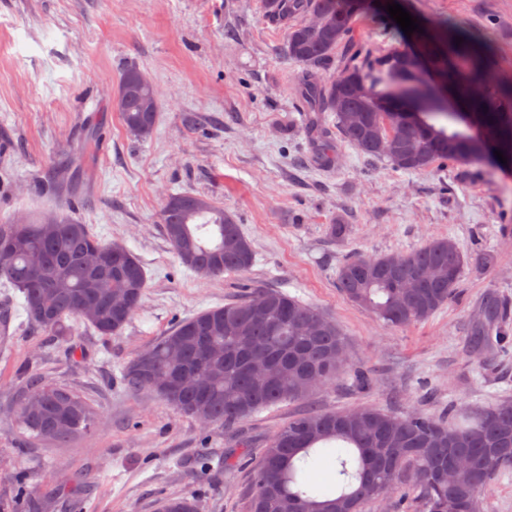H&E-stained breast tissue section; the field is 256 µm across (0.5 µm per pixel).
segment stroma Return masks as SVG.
<instances>
[{
  "instance_id": "obj_1",
  "label": "stroma",
  "mask_w": 512,
  "mask_h": 512,
  "mask_svg": "<svg viewBox=\"0 0 512 512\" xmlns=\"http://www.w3.org/2000/svg\"><path fill=\"white\" fill-rule=\"evenodd\" d=\"M393 1L423 28L458 26L487 42L495 78L512 80V0H379L356 23L351 49L413 46L386 10ZM286 40L259 0H0V224L68 216L129 249L148 284L121 335L104 341L78 330V361L56 337L22 330V307L0 323V491L25 469L24 512H71L57 495L64 484L81 512H157L161 498L198 484V512H248L262 449L305 410L370 405L439 416L451 404L512 394V358L487 370L464 352L482 303L512 307V169L438 162L405 172L335 132L336 155L321 162L315 129L334 131L336 119L306 108L303 68L286 56ZM130 67L158 89V119L144 139L127 134L113 108ZM185 192L213 199L240 224L254 251L248 272L205 278L181 265L160 215L169 195ZM438 237L456 242L464 266L448 304L426 320L386 328L341 294L344 259ZM255 288L299 298L336 323L347 366L335 382L207 432L153 392L123 390L121 369L136 352ZM21 366L81 392L97 411L93 433L63 447L27 440ZM357 370L369 386L356 383ZM242 452L245 464L220 467Z\"/></svg>"
}]
</instances>
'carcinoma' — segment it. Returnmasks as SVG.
I'll return each mask as SVG.
<instances>
[{"mask_svg": "<svg viewBox=\"0 0 512 512\" xmlns=\"http://www.w3.org/2000/svg\"><path fill=\"white\" fill-rule=\"evenodd\" d=\"M266 17L288 30L285 53L310 72L335 59L371 0H261ZM463 42L456 44V39ZM438 83L461 104L464 114L444 106L437 88L419 86L414 63L404 51L364 58L352 54L339 73L323 83L306 79L309 107L336 115V129L361 154L386 159L403 171H421L438 161L478 162L499 150L512 167V83L493 79L496 61L487 46L459 29H442L423 47ZM158 100L156 87L139 70L126 69L115 111L123 127L149 135L157 112L144 101ZM364 116L361 126L347 120ZM443 117L463 126L434 123ZM389 125L393 148L378 149L373 129ZM61 233L41 232L42 221L1 224L0 240L14 242L0 255V281L21 293L33 327L62 339L83 323L103 340L118 336L147 293L140 261L121 244L105 245L85 224L55 216ZM161 224L176 257L206 277L245 272L253 264L251 243L224 208L204 195L174 194L161 211ZM104 261L85 263L90 250ZM43 277L29 275L32 262ZM463 257L448 237L406 253L357 256L338 266L337 288L352 303L390 328L411 326L448 304ZM438 271L409 292L403 279L424 269ZM512 335L507 314L489 301L474 325L468 353H500ZM344 347L335 322L318 309L275 289L203 310L178 322L153 343L148 359L133 357L122 369L131 393L150 390L175 411L206 418L209 426L233 427L252 414L286 401H303L334 381L345 364L333 356ZM44 396L37 412H20V428L34 440L65 442L90 434L96 410L77 391L28 379ZM340 461L341 484L323 490L304 482L307 469L331 455ZM512 470V398L504 396L445 417L425 411L399 415L362 406L353 410L299 413L281 426L264 449L253 478L249 512H364L379 496L393 495L396 512L416 499L423 512H483L481 494ZM191 491L165 497L158 512H197Z\"/></svg>", "mask_w": 512, "mask_h": 512, "instance_id": "cac0c4a2", "label": "carcinoma"}]
</instances>
